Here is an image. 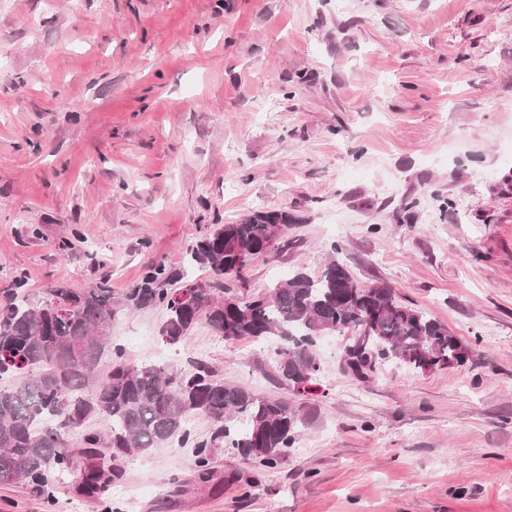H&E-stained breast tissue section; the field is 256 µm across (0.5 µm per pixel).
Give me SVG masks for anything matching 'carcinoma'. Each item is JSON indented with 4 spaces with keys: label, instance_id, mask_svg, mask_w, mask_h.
<instances>
[{
    "label": "carcinoma",
    "instance_id": "carcinoma-1",
    "mask_svg": "<svg viewBox=\"0 0 512 512\" xmlns=\"http://www.w3.org/2000/svg\"><path fill=\"white\" fill-rule=\"evenodd\" d=\"M293 223L286 211L257 210L198 239L189 248L190 263L217 276L236 275L246 266L242 257L250 262L272 253L268 242L274 229L286 231ZM196 284L159 263L119 304L104 282L83 289L57 283L41 306L27 303L18 281L5 290L0 380L23 383L0 390V483L22 480L50 498L54 481L73 465L75 438L83 457L78 487L87 496H101L121 479L122 460L147 455L175 438L193 448L194 478L200 483L212 476L215 448H236L246 463L262 470L296 443L303 416L286 398L259 397L224 382L203 363L180 371L128 365L111 336L112 321L124 308H165L160 335L169 345L181 343L203 318L225 339L276 343L272 378L281 385L317 376L314 341L331 329L340 335L361 331L345 354H356L366 370L376 356L415 369L461 363L464 348L445 324L399 302L384 285L359 284L336 258L318 276L296 270L261 294L226 288L217 300L211 288L199 290L188 310L175 292ZM106 353L110 371L87 388ZM193 415L211 421L208 438L198 440L188 429ZM100 417L108 422L107 433H84L86 421Z\"/></svg>",
    "mask_w": 512,
    "mask_h": 512
}]
</instances>
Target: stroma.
Returning <instances> with one entry per match:
<instances>
[{
	"label": "stroma",
	"mask_w": 512,
	"mask_h": 512,
	"mask_svg": "<svg viewBox=\"0 0 512 512\" xmlns=\"http://www.w3.org/2000/svg\"><path fill=\"white\" fill-rule=\"evenodd\" d=\"M413 218H402L404 206ZM297 219L288 246L215 294L319 275L332 243L357 282L448 326L463 364L343 367L320 339L314 391L273 383L260 343L199 321L163 343V307L121 311L128 364L196 360L304 425L275 468L216 449L123 463L109 496L0 484V512H512V0H0V291L186 266L216 225Z\"/></svg>",
	"instance_id": "stroma-1"
}]
</instances>
